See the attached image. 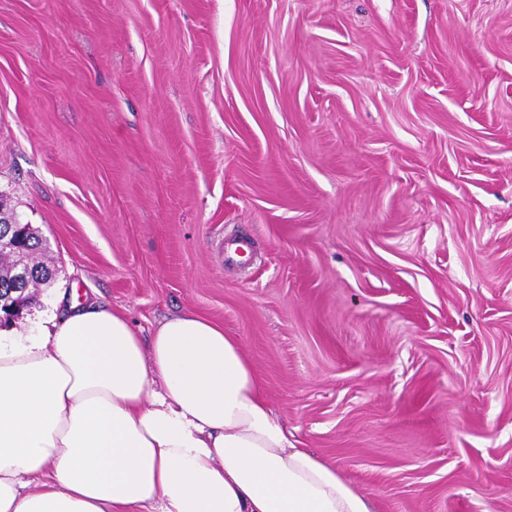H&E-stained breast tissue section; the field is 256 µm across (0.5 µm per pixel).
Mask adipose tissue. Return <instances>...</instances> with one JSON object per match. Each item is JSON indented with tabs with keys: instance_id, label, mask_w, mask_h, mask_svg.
<instances>
[{
	"instance_id": "obj_1",
	"label": "adipose tissue",
	"mask_w": 512,
	"mask_h": 512,
	"mask_svg": "<svg viewBox=\"0 0 512 512\" xmlns=\"http://www.w3.org/2000/svg\"><path fill=\"white\" fill-rule=\"evenodd\" d=\"M0 512H373L297 447L239 340L194 312L150 343L120 311L58 296L0 329Z\"/></svg>"
}]
</instances>
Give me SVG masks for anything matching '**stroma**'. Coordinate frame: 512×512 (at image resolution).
<instances>
[{
  "mask_svg": "<svg viewBox=\"0 0 512 512\" xmlns=\"http://www.w3.org/2000/svg\"><path fill=\"white\" fill-rule=\"evenodd\" d=\"M0 203L16 328L201 314L376 512H512V0H0ZM38 233L30 226L29 232L20 242V248H17L13 254L0 257V309L1 306L5 308L16 305L28 306L37 300L36 288L48 285L53 280V271L43 262L35 260L36 255L46 249L44 240ZM15 254L27 259V265L30 266L31 271L27 279H18L15 274L17 269L14 261Z\"/></svg>",
  "mask_w": 512,
  "mask_h": 512,
  "instance_id": "obj_1",
  "label": "stroma"
}]
</instances>
